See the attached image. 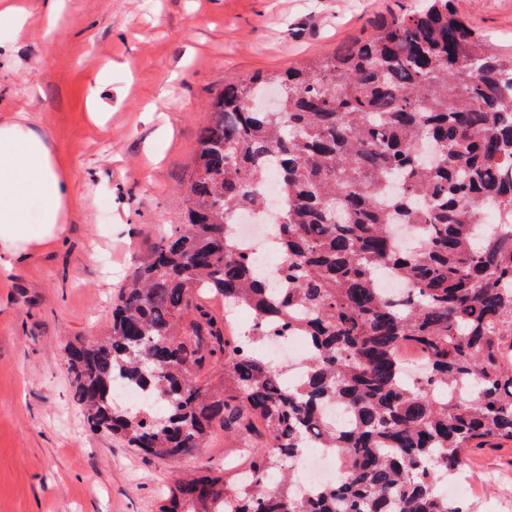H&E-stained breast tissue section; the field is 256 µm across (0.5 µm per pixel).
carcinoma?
I'll return each instance as SVG.
<instances>
[{
	"label": "carcinoma",
	"mask_w": 512,
	"mask_h": 512,
	"mask_svg": "<svg viewBox=\"0 0 512 512\" xmlns=\"http://www.w3.org/2000/svg\"><path fill=\"white\" fill-rule=\"evenodd\" d=\"M271 183L274 278L231 231L266 208ZM185 197L186 223L159 238L107 332L66 356L91 428L152 457L203 448L217 428H263L234 481H180L160 512H470L439 484L470 449L512 442V222L487 221L512 215V56L453 0H419L309 67L224 86ZM385 271L405 293H383ZM208 294L307 338L298 382L224 336ZM403 344L427 356L412 383ZM207 367L221 388L197 382ZM119 384L164 412L115 405ZM312 436L340 478L307 494L285 464Z\"/></svg>",
	"instance_id": "1"
}]
</instances>
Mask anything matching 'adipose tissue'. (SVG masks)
<instances>
[{
	"instance_id": "obj_1",
	"label": "adipose tissue",
	"mask_w": 512,
	"mask_h": 512,
	"mask_svg": "<svg viewBox=\"0 0 512 512\" xmlns=\"http://www.w3.org/2000/svg\"><path fill=\"white\" fill-rule=\"evenodd\" d=\"M73 202L66 161L24 111L0 114V265L64 241Z\"/></svg>"
}]
</instances>
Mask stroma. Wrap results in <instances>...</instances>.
<instances>
[{
  "mask_svg": "<svg viewBox=\"0 0 512 512\" xmlns=\"http://www.w3.org/2000/svg\"><path fill=\"white\" fill-rule=\"evenodd\" d=\"M0 32V113L22 109L67 160L77 210L62 245L0 272V512H159L186 474L217 476L252 434L160 460L93 430L65 348L92 342L161 234L181 224L198 133L226 83L304 67L416 0H63L45 34L40 0ZM512 55V0H454ZM110 113L102 126L90 105ZM472 512H512V443L470 452Z\"/></svg>",
  "mask_w": 512,
  "mask_h": 512,
  "instance_id": "obj_1",
  "label": "stroma"
}]
</instances>
